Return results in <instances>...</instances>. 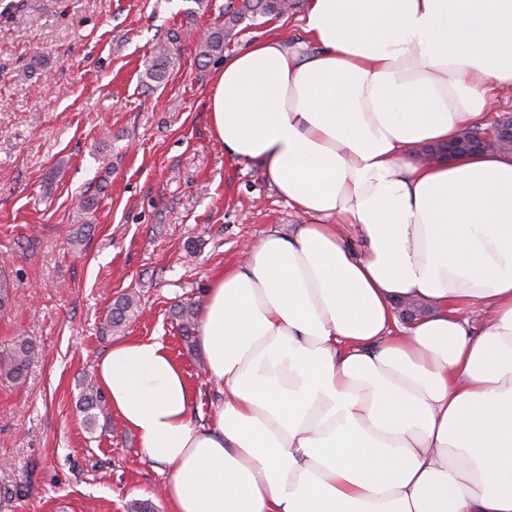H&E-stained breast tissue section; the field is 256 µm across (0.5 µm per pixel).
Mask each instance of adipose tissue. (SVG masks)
Masks as SVG:
<instances>
[{
    "label": "adipose tissue",
    "mask_w": 512,
    "mask_h": 512,
    "mask_svg": "<svg viewBox=\"0 0 512 512\" xmlns=\"http://www.w3.org/2000/svg\"><path fill=\"white\" fill-rule=\"evenodd\" d=\"M215 73V138L306 221L217 270L197 342L95 362L170 512H512V155L424 163L512 88V0H306ZM358 228L350 245L339 227ZM426 301L403 326L392 303Z\"/></svg>",
    "instance_id": "1"
}]
</instances>
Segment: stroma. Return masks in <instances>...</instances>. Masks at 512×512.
<instances>
[{
    "label": "stroma",
    "instance_id": "obj_1",
    "mask_svg": "<svg viewBox=\"0 0 512 512\" xmlns=\"http://www.w3.org/2000/svg\"><path fill=\"white\" fill-rule=\"evenodd\" d=\"M228 2L19 0L0 15V277L11 283L0 355L20 336L38 350L21 380H0V512H128L137 499L168 512L165 474L122 421L82 422L95 361L117 342L162 341L192 386L193 421L207 422L215 389L173 310L203 303L244 246L304 221L213 136L218 64L198 61L195 39L224 23ZM297 17L244 18L225 56L259 36L299 39ZM164 41L180 64L159 87L143 73ZM82 194L99 197L84 219ZM131 293L123 331L103 333Z\"/></svg>",
    "mask_w": 512,
    "mask_h": 512
}]
</instances>
